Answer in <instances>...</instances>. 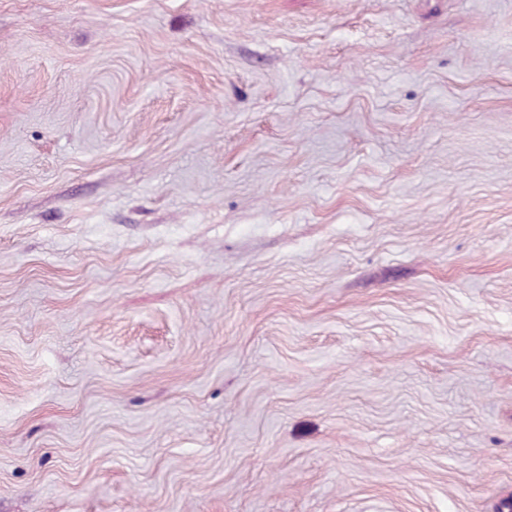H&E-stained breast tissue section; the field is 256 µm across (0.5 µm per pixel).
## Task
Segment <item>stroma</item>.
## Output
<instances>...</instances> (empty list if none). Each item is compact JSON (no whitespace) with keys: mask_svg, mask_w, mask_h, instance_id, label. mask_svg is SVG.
<instances>
[{"mask_svg":"<svg viewBox=\"0 0 512 512\" xmlns=\"http://www.w3.org/2000/svg\"><path fill=\"white\" fill-rule=\"evenodd\" d=\"M512 0H0V512H504Z\"/></svg>","mask_w":512,"mask_h":512,"instance_id":"35a3bbf8","label":"stroma"}]
</instances>
